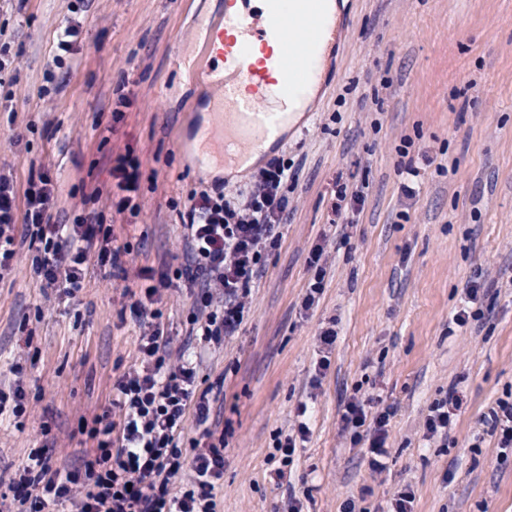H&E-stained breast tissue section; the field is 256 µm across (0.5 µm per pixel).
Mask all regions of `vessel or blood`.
<instances>
[{
  "label": "vessel or blood",
  "instance_id": "1",
  "mask_svg": "<svg viewBox=\"0 0 512 512\" xmlns=\"http://www.w3.org/2000/svg\"><path fill=\"white\" fill-rule=\"evenodd\" d=\"M265 14L247 10L248 0H224L226 11L219 19H203L199 25L218 34L224 43L222 69L211 89L213 126L200 133L210 142L216 131L224 133V159L243 163L260 153L265 143L279 142L292 118L288 110L291 72L298 61L289 56L294 31L306 28L312 13L328 19L321 35L339 43L342 28L336 20L335 0H297L286 11L280 0H265ZM260 43L263 55L250 60L252 43Z\"/></svg>",
  "mask_w": 512,
  "mask_h": 512
}]
</instances>
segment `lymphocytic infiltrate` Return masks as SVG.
Masks as SVG:
<instances>
[{"mask_svg": "<svg viewBox=\"0 0 512 512\" xmlns=\"http://www.w3.org/2000/svg\"><path fill=\"white\" fill-rule=\"evenodd\" d=\"M296 179L293 165L274 159L247 187L223 183L193 192L179 213L188 242L183 263L170 274L145 266L132 275L122 261L129 247L117 244L111 226L89 217L52 223L55 183L47 169H39L22 192L0 175V281L13 267L17 235L24 232L36 241L31 270L46 287L76 294L93 268L106 278L135 277L121 293V307L143 328L136 364L113 378L109 406L81 425L91 450L62 470L52 464L51 446L32 449L7 492H0V504L12 501L14 512H45L64 503L73 512H218L215 488L224 475L225 437L213 427L208 390L198 387V363L172 356L174 338L161 321L160 305L175 283L198 289L187 341L234 335L250 309L263 252L277 244L278 229L288 220V188ZM138 190L139 162L120 154L111 184L93 193L107 196L116 213L137 215ZM463 401L454 386L435 401L424 419V438H447ZM396 412L395 404L353 394L344 403L337 436L346 448L367 445L370 468L383 471ZM190 423L201 434L188 440Z\"/></svg>", "mask_w": 512, "mask_h": 512, "instance_id": "f902f5d3", "label": "lymphocytic infiltrate"}]
</instances>
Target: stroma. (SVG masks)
Segmentation results:
<instances>
[{
	"instance_id": "1",
	"label": "stroma",
	"mask_w": 512,
	"mask_h": 512,
	"mask_svg": "<svg viewBox=\"0 0 512 512\" xmlns=\"http://www.w3.org/2000/svg\"><path fill=\"white\" fill-rule=\"evenodd\" d=\"M71 2L26 0L0 11V40L21 60L14 98H0V174L22 190L32 165L49 168L55 223L99 213L127 237L129 271L160 270L182 260L179 208L193 191L243 179L269 157L298 169L288 222L263 255L243 324L189 351L202 362V385H223L214 404L227 439L220 512H281L275 446L301 402L310 434L290 470L297 490L309 493L305 512H340L347 499L385 512L406 483L413 512H512V456L498 459L483 422L512 392V288L491 300L488 319L452 323L481 270L512 277V0H339L344 36L313 107L267 157L230 170L219 148L201 169L186 153L195 124L211 119L208 34L191 20L221 15L224 0H90L74 62L47 106L44 74ZM128 147L141 163L132 234L130 215L90 197ZM425 153L435 163L406 198L400 172ZM339 174L363 202L318 305L304 314L306 257L336 237L329 198ZM112 296L111 283L94 273L75 295L46 296L24 257L0 282V385H20L37 401L24 429L0 421V476L11 477L45 444L60 466L84 452L71 438L79 418L99 412L111 378L136 358L140 328L120 319ZM196 296L180 288L164 300L171 336H185ZM48 297L54 311L38 316ZM333 315L341 331L316 389L315 332ZM30 332L32 352L24 345ZM16 362L22 374L12 372ZM454 384L465 402L448 439L425 440L429 406ZM357 390L399 404L380 473L364 449L336 441L339 409Z\"/></svg>"
}]
</instances>
